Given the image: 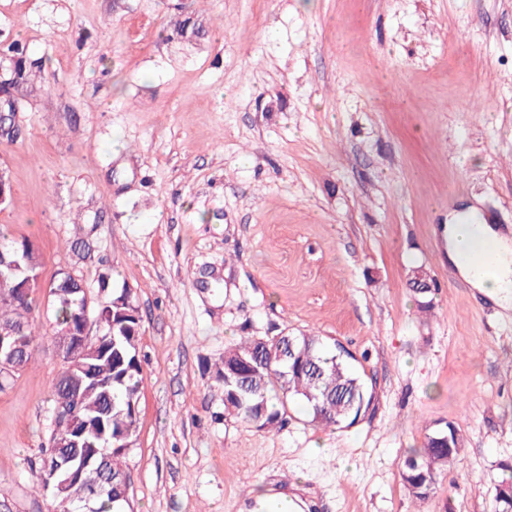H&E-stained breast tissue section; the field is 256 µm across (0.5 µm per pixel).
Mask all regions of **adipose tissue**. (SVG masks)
<instances>
[{"label":"adipose tissue","mask_w":512,"mask_h":512,"mask_svg":"<svg viewBox=\"0 0 512 512\" xmlns=\"http://www.w3.org/2000/svg\"><path fill=\"white\" fill-rule=\"evenodd\" d=\"M478 234L492 240L497 248L495 266L480 277L472 274L467 260ZM445 235L448 264L454 272L497 305L506 309L512 307V236L486 223L473 211L454 215L446 226Z\"/></svg>","instance_id":"1"}]
</instances>
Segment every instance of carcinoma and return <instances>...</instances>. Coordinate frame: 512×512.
<instances>
[{
  "label": "carcinoma",
  "instance_id": "1",
  "mask_svg": "<svg viewBox=\"0 0 512 512\" xmlns=\"http://www.w3.org/2000/svg\"><path fill=\"white\" fill-rule=\"evenodd\" d=\"M17 252L22 267L39 269V255L32 243L0 236V246ZM82 280L66 272L53 281L56 293L50 297L53 311V342L66 345L78 328L83 303ZM101 338L83 346L84 357L77 369L67 362L53 384V404L73 402L79 391L78 413L81 434L65 419L55 422L49 448H57L78 465L93 455L99 473L79 479L64 488L51 477L54 458L46 455L33 483L35 492L50 495L54 512H75V505L91 498L95 512H120L128 494V474L122 464L124 441L136 433L137 402L143 385L138 342L141 316L134 293L126 288L108 290L102 297ZM33 298L0 294V326L16 329L12 338L19 353L17 370L0 378V391L34 361L40 333L29 315ZM353 354H341L336 347L311 334L247 337L224 351V373H236L224 386V413L257 430L281 428L294 403L302 404L310 421L324 427L350 426L370 408L372 388L351 368ZM462 437L458 426L448 424L427 437L423 447L408 453L400 477L409 493L424 499L440 475L460 456ZM112 460H106L107 455ZM495 510L512 512V470L495 487Z\"/></svg>",
  "mask_w": 512,
  "mask_h": 512
}]
</instances>
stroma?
Masks as SVG:
<instances>
[{
  "instance_id": "1",
  "label": "stroma",
  "mask_w": 512,
  "mask_h": 512,
  "mask_svg": "<svg viewBox=\"0 0 512 512\" xmlns=\"http://www.w3.org/2000/svg\"><path fill=\"white\" fill-rule=\"evenodd\" d=\"M17 46L0 227L43 281L107 274L139 305L127 512H257L267 490L298 512H494L512 309L453 273L444 226L512 228V0H0V73ZM284 330L355 355L375 391L355 425L225 415V348ZM60 369L44 339L0 392V512L51 510L32 469ZM451 422L464 450L415 499L402 460Z\"/></svg>"
}]
</instances>
